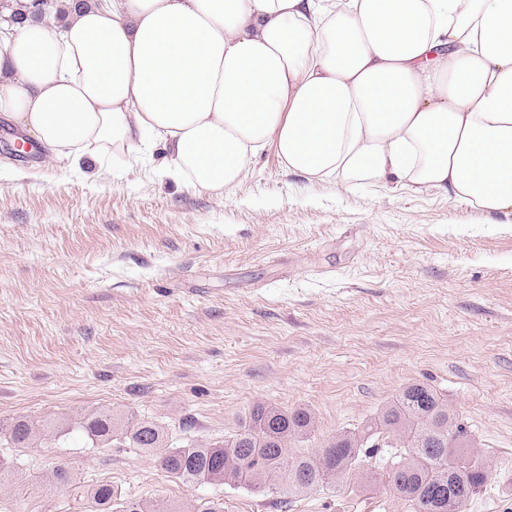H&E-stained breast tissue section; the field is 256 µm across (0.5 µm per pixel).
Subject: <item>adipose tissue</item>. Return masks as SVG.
I'll return each mask as SVG.
<instances>
[{
	"label": "adipose tissue",
	"instance_id": "ef3b65f1",
	"mask_svg": "<svg viewBox=\"0 0 512 512\" xmlns=\"http://www.w3.org/2000/svg\"><path fill=\"white\" fill-rule=\"evenodd\" d=\"M0 118L76 162L162 141L200 193L271 145L512 214V0H104L0 40Z\"/></svg>",
	"mask_w": 512,
	"mask_h": 512
}]
</instances>
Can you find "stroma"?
<instances>
[{
	"label": "stroma",
	"instance_id": "obj_1",
	"mask_svg": "<svg viewBox=\"0 0 512 512\" xmlns=\"http://www.w3.org/2000/svg\"><path fill=\"white\" fill-rule=\"evenodd\" d=\"M0 125V512H92L86 492L228 501L232 512H413L352 483L292 503L188 487L154 454L80 431L21 448L12 418L116 407L171 446L220 441L254 402L306 407L328 436L411 382L433 386L497 466L473 512H512V214L407 183L288 172L275 149L224 194L159 170L161 144L75 163ZM64 465L67 486L51 474Z\"/></svg>",
	"mask_w": 512,
	"mask_h": 512
}]
</instances>
